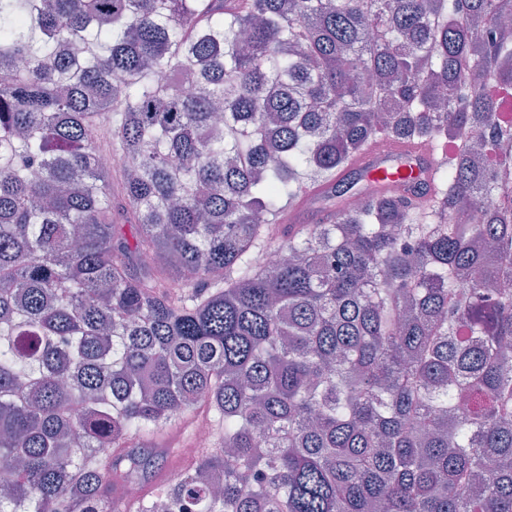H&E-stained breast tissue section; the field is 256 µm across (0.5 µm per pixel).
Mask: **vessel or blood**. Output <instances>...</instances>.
<instances>
[{"mask_svg": "<svg viewBox=\"0 0 512 512\" xmlns=\"http://www.w3.org/2000/svg\"><path fill=\"white\" fill-rule=\"evenodd\" d=\"M436 153L421 146L375 142L348 169L337 173V185L364 178L365 196L395 190L408 200L425 198L432 189Z\"/></svg>", "mask_w": 512, "mask_h": 512, "instance_id": "vessel-or-blood-1", "label": "vessel or blood"}]
</instances>
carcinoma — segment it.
Instances as JSON below:
<instances>
[{
	"label": "carcinoma",
	"mask_w": 512,
	"mask_h": 512,
	"mask_svg": "<svg viewBox=\"0 0 512 512\" xmlns=\"http://www.w3.org/2000/svg\"><path fill=\"white\" fill-rule=\"evenodd\" d=\"M509 14L0 0V512H512ZM379 139L430 197L274 223Z\"/></svg>",
	"instance_id": "obj_1"
}]
</instances>
